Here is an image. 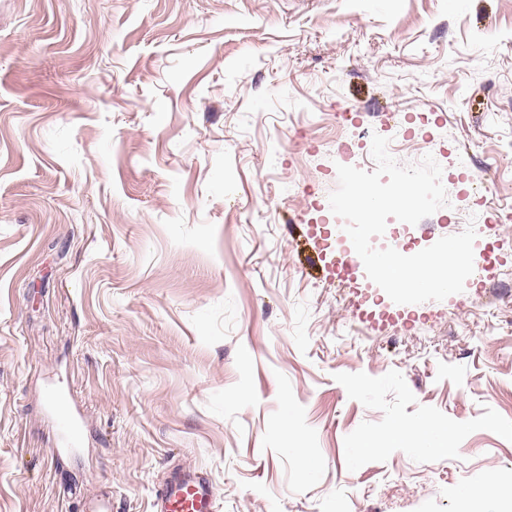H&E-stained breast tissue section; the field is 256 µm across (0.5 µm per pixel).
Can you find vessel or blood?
Segmentation results:
<instances>
[{"mask_svg": "<svg viewBox=\"0 0 512 512\" xmlns=\"http://www.w3.org/2000/svg\"><path fill=\"white\" fill-rule=\"evenodd\" d=\"M58 429L68 447L80 440V423L64 402L56 404ZM214 493L204 473L177 472L157 491L153 512H212Z\"/></svg>", "mask_w": 512, "mask_h": 512, "instance_id": "vessel-or-blood-1", "label": "vessel or blood"}]
</instances>
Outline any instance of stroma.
Instances as JSON below:
<instances>
[{
	"label": "stroma",
	"instance_id": "obj_1",
	"mask_svg": "<svg viewBox=\"0 0 512 512\" xmlns=\"http://www.w3.org/2000/svg\"><path fill=\"white\" fill-rule=\"evenodd\" d=\"M376 134L449 204L374 248L489 182L463 292L343 270ZM418 417L451 454L355 455ZM176 466L215 512H456L512 471V0H0V512H152ZM55 399L58 429L69 448H76L80 440V423L75 413L64 402ZM487 482L473 484V485H464L457 492V499L459 502V512H474V507L476 504H481L482 507L485 506L486 502L492 501L500 505L502 501L508 500L512 502L511 494H503L498 496H490L485 492V485Z\"/></svg>",
	"mask_w": 512,
	"mask_h": 512
}]
</instances>
